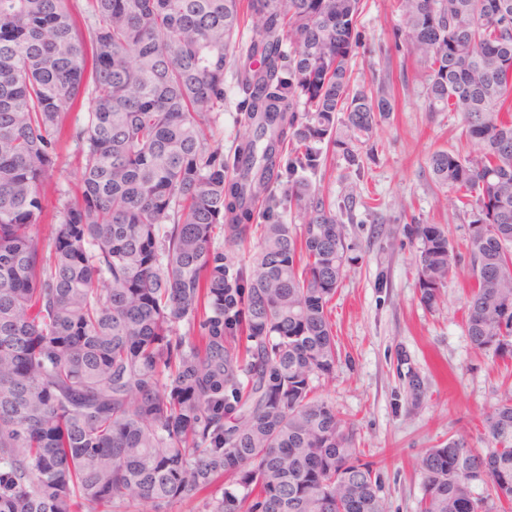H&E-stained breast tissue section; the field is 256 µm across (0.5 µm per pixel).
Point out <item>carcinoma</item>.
Wrapping results in <instances>:
<instances>
[{
  "instance_id": "obj_1",
  "label": "carcinoma",
  "mask_w": 512,
  "mask_h": 512,
  "mask_svg": "<svg viewBox=\"0 0 512 512\" xmlns=\"http://www.w3.org/2000/svg\"><path fill=\"white\" fill-rule=\"evenodd\" d=\"M361 8L0 0V512H385L379 472L314 385L336 370L352 201L311 176L330 152L361 168L358 144L393 111L386 83L351 84ZM396 9L428 110L458 113L468 144L429 159L471 207L464 250L444 224L406 227L419 300L436 306L467 259V335L512 358V0ZM229 66L245 129L226 156L212 131ZM68 141L80 192L44 235ZM252 234L251 260L225 263L216 240ZM406 385L419 403L420 375ZM483 426L488 454L459 431L417 460L419 512H512L511 387Z\"/></svg>"
}]
</instances>
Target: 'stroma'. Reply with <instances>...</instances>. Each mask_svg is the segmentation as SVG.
<instances>
[{"label": "stroma", "instance_id": "stroma-1", "mask_svg": "<svg viewBox=\"0 0 512 512\" xmlns=\"http://www.w3.org/2000/svg\"><path fill=\"white\" fill-rule=\"evenodd\" d=\"M402 25L394 0H362L358 27L370 49L353 63L355 83L389 81L395 110L375 127L370 147L361 148L363 172L336 154L317 173L327 197H352L354 218L345 224L346 276L331 304L339 360L333 378L320 382L316 393L347 421L365 460L378 468L387 512H418L419 453L445 445L459 430L468 432L474 448L486 451L482 416L512 384V359L470 343L466 266L449 277L436 307L425 308L418 299L414 261L421 243L403 228L414 222L445 224L454 244L464 243L470 216L450 206L448 189L432 179L429 158L439 150L463 153L467 146L457 114L428 111L423 65L395 46L394 32ZM242 98L234 70H227L217 137L228 154L241 129ZM77 172L76 148L63 144L46 194L47 212H54L61 195L78 193ZM410 371L427 388L417 406L406 389Z\"/></svg>", "mask_w": 512, "mask_h": 512}]
</instances>
